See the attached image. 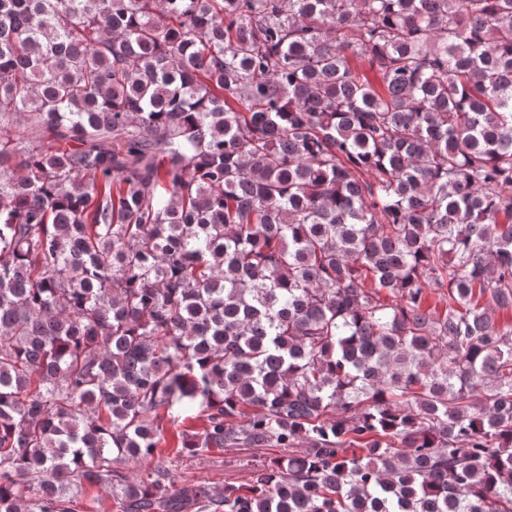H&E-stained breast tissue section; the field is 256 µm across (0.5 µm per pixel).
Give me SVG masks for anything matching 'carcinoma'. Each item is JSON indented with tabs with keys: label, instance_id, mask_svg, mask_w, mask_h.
Instances as JSON below:
<instances>
[{
	"label": "carcinoma",
	"instance_id": "obj_1",
	"mask_svg": "<svg viewBox=\"0 0 512 512\" xmlns=\"http://www.w3.org/2000/svg\"><path fill=\"white\" fill-rule=\"evenodd\" d=\"M508 307L512 0H0V512H512ZM163 444L159 461L167 465L174 473L175 485L203 482L214 492L224 490V485L247 486L253 470L265 464L271 458L288 455V448H223L199 457H183L174 447L172 434ZM81 511L120 512L108 491L100 487L87 488L80 495Z\"/></svg>",
	"mask_w": 512,
	"mask_h": 512
}]
</instances>
